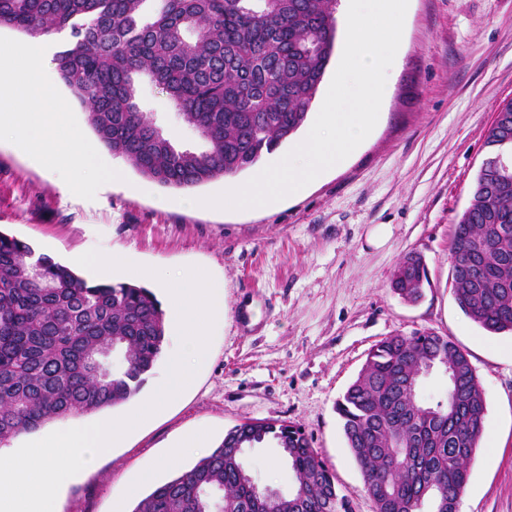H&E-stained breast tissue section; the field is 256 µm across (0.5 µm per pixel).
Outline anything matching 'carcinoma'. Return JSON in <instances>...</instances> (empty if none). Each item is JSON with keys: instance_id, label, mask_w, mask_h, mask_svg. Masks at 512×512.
I'll use <instances>...</instances> for the list:
<instances>
[{"instance_id": "cac0c4a2", "label": "carcinoma", "mask_w": 512, "mask_h": 512, "mask_svg": "<svg viewBox=\"0 0 512 512\" xmlns=\"http://www.w3.org/2000/svg\"><path fill=\"white\" fill-rule=\"evenodd\" d=\"M337 0H0V28L69 33L60 80L99 142L164 187L193 188L251 168L305 123L337 40ZM146 77L206 143L178 150L137 102ZM492 122L485 145L512 155ZM476 176L454 224L450 277L461 311L490 334L512 333V167ZM429 283L421 257L392 288L415 302ZM164 312L147 288L84 279L0 231V445L48 422L128 401L162 353ZM117 369L108 364L113 352ZM451 368L446 396L419 401V377ZM375 512H457L484 434L486 402L467 353L428 331L395 334L368 352L336 404ZM267 440L292 488L260 496L240 452ZM132 512H353L318 450L291 423L250 421L208 456L140 499Z\"/></svg>"}]
</instances>
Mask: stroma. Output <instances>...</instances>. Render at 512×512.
Listing matches in <instances>:
<instances>
[{"mask_svg":"<svg viewBox=\"0 0 512 512\" xmlns=\"http://www.w3.org/2000/svg\"><path fill=\"white\" fill-rule=\"evenodd\" d=\"M29 42L56 89L43 109L66 104L91 134L56 71L62 37L0 29V51ZM387 79L382 113L365 143L265 210L178 204L188 194L210 196L245 183L256 174L252 168L185 191L160 186L104 149L102 162L121 168L124 186L72 194L57 173L0 140L1 230L63 263L74 253L123 250L151 268L199 267L224 283V322L193 387L124 447L103 452L61 487L54 512H112L139 473L157 469L161 484L198 461L194 453L160 467L179 435L204 429L216 446L249 420L300 426L354 512H373L335 405L374 344L416 330L450 337L468 354L487 405L461 512H512V335L487 334L466 317L448 277L453 227L489 152L485 131L499 102L512 98V0H409ZM138 101L177 148H204L198 131L148 80L139 83ZM378 224L390 225L391 235L374 247L367 238ZM409 253L423 256L431 282L415 304L391 288ZM248 462L260 488L288 491V466L274 443L252 449Z\"/></svg>","mask_w":512,"mask_h":512,"instance_id":"obj_1","label":"stroma"}]
</instances>
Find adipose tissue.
Returning a JSON list of instances; mask_svg holds the SVG:
<instances>
[{"instance_id":"1","label":"adipose tissue","mask_w":512,"mask_h":512,"mask_svg":"<svg viewBox=\"0 0 512 512\" xmlns=\"http://www.w3.org/2000/svg\"><path fill=\"white\" fill-rule=\"evenodd\" d=\"M50 93L30 46L0 55V136L14 138L29 157L66 178L70 188L120 183L121 171L101 165L96 143L72 125L65 107L39 108Z\"/></svg>"}]
</instances>
